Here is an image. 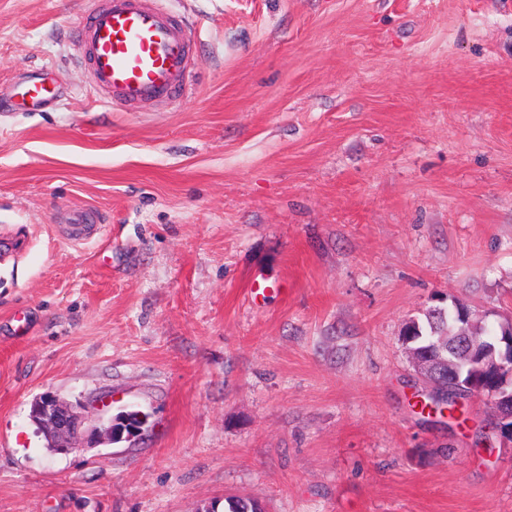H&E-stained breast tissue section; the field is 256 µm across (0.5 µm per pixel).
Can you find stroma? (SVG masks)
<instances>
[{
    "label": "stroma",
    "mask_w": 512,
    "mask_h": 512,
    "mask_svg": "<svg viewBox=\"0 0 512 512\" xmlns=\"http://www.w3.org/2000/svg\"><path fill=\"white\" fill-rule=\"evenodd\" d=\"M161 3L190 88L126 107L87 0H0V512H512L484 399L421 414L399 340L436 294L512 321V0ZM48 391L143 431L51 453Z\"/></svg>",
    "instance_id": "stroma-1"
}]
</instances>
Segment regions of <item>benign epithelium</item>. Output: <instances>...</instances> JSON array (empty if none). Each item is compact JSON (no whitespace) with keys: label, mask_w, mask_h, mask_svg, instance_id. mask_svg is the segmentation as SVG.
<instances>
[{"label":"benign epithelium","mask_w":512,"mask_h":512,"mask_svg":"<svg viewBox=\"0 0 512 512\" xmlns=\"http://www.w3.org/2000/svg\"><path fill=\"white\" fill-rule=\"evenodd\" d=\"M460 319L458 335L453 337V342L457 344V355L446 363L408 346V322L402 329V344L428 395L434 396L442 390V386L430 382V378L443 368H448V393L456 396L458 401L470 396L485 398L492 414L487 430L488 439H494L503 446H511L512 392L502 391L499 379L504 369L512 368V327L504 335L496 337L494 344L480 348L476 337L468 334V331L480 327L474 320L472 310L468 307L463 309ZM30 417L45 435L55 441L60 454L78 450L77 441L86 433L92 436L104 434L109 438L117 433H125V429L118 428L110 419L99 427L87 429L85 406L63 402L50 392L32 401Z\"/></svg>","instance_id":"7a95c632"}]
</instances>
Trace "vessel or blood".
I'll list each match as a JSON object with an SVG mask.
<instances>
[{"mask_svg":"<svg viewBox=\"0 0 512 512\" xmlns=\"http://www.w3.org/2000/svg\"><path fill=\"white\" fill-rule=\"evenodd\" d=\"M75 39L106 99L146 103L184 88L187 35L155 0H96Z\"/></svg>","mask_w":512,"mask_h":512,"instance_id":"b4317fda","label":"vessel or blood"}]
</instances>
